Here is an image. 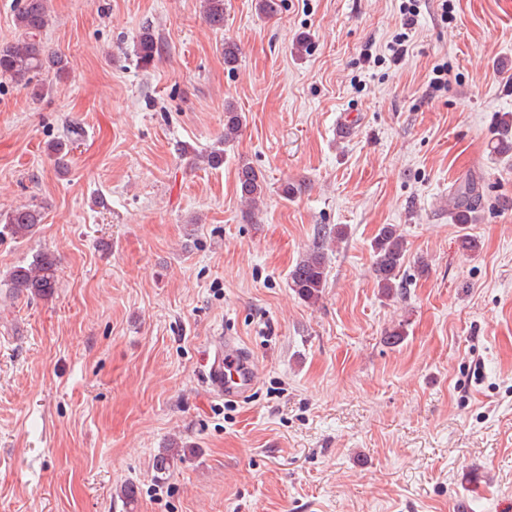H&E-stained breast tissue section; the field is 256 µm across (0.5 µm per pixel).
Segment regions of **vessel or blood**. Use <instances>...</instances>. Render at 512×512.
Listing matches in <instances>:
<instances>
[{"label":"vessel or blood","instance_id":"vessel-or-blood-1","mask_svg":"<svg viewBox=\"0 0 512 512\" xmlns=\"http://www.w3.org/2000/svg\"><path fill=\"white\" fill-rule=\"evenodd\" d=\"M207 386L214 394L227 399H241L256 385L253 360L232 337H225L205 374Z\"/></svg>","mask_w":512,"mask_h":512}]
</instances>
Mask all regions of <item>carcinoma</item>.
Wrapping results in <instances>:
<instances>
[{
	"label": "carcinoma",
	"mask_w": 512,
	"mask_h": 512,
	"mask_svg": "<svg viewBox=\"0 0 512 512\" xmlns=\"http://www.w3.org/2000/svg\"><path fill=\"white\" fill-rule=\"evenodd\" d=\"M48 0H20L15 21L19 37L0 45V77L28 87L36 75L44 70H53L58 74L67 69V62L60 56L49 52L41 35L48 27ZM203 16L206 22L216 28L224 27V0H202ZM159 39L150 31L143 32L137 43L135 54L137 61L144 67L149 66L158 50ZM243 127L242 113L228 108L224 112V138L201 154H195L194 160L211 168L224 164V146L236 140ZM237 189L244 202L254 208L263 197L264 178L248 163L237 169ZM479 197L475 182L466 180L454 188L451 207L456 210L460 223L469 222L472 203ZM43 215L34 205L19 206L3 217L0 233L13 239H25L33 234ZM373 251V272L378 288L384 297L390 298L402 290L400 271L406 254L404 239L393 224L382 225L371 242ZM288 286L303 300L317 302L326 286V267L323 247L317 245L306 252L295 264L288 275ZM9 292L21 295L50 296L57 288V262L49 252H39L26 266L15 269L7 283ZM179 450L167 448L155 457L154 470L165 474L174 462L179 460Z\"/></svg>",
	"instance_id": "cac0c4a2"
}]
</instances>
